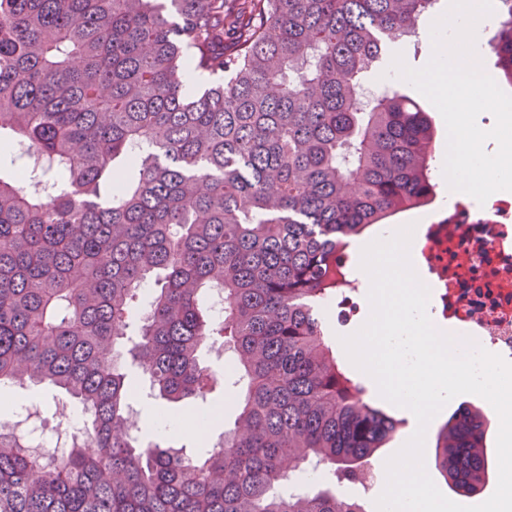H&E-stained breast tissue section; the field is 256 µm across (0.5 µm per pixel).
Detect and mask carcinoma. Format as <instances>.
Segmentation results:
<instances>
[{"instance_id":"carcinoma-1","label":"carcinoma","mask_w":512,"mask_h":512,"mask_svg":"<svg viewBox=\"0 0 512 512\" xmlns=\"http://www.w3.org/2000/svg\"><path fill=\"white\" fill-rule=\"evenodd\" d=\"M433 2L0 0V148L28 172L0 175V386L89 414L48 462L0 422V512H366L337 487L374 482L405 420L344 367L320 304L338 250L437 195L428 112L361 100ZM217 348L221 374L200 359ZM130 360L168 402L243 389L233 424L198 457L145 440ZM489 427L466 404L435 434L458 496L484 491ZM308 466L320 482L285 491Z\"/></svg>"}]
</instances>
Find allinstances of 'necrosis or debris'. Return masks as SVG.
Here are the masks:
<instances>
[{"instance_id":"obj_1","label":"necrosis or debris","mask_w":512,"mask_h":512,"mask_svg":"<svg viewBox=\"0 0 512 512\" xmlns=\"http://www.w3.org/2000/svg\"><path fill=\"white\" fill-rule=\"evenodd\" d=\"M425 215L419 264L431 276L441 317L457 327L459 337L512 361V192L492 194L478 207L432 201ZM13 424L44 453L68 447L80 432L64 401L53 426H46L34 402L14 415Z\"/></svg>"}]
</instances>
